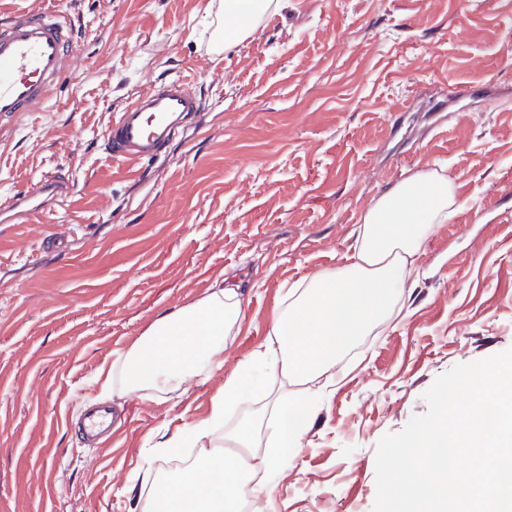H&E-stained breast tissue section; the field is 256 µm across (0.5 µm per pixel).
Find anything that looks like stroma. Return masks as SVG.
Returning a JSON list of instances; mask_svg holds the SVG:
<instances>
[{"label":"stroma","instance_id":"1","mask_svg":"<svg viewBox=\"0 0 512 512\" xmlns=\"http://www.w3.org/2000/svg\"><path fill=\"white\" fill-rule=\"evenodd\" d=\"M213 4L0 0V19L63 11L83 59L42 109L0 123V200L51 175L74 185L63 208L0 223V512H132V475L170 467L160 435L208 418L284 285L345 264L363 211L412 171L441 172L461 206L396 321L316 391L269 506L242 512H371L379 439L426 412L438 375L512 348V0H280L276 24L204 65ZM177 75L199 124L150 161L112 159L114 112ZM60 231L66 248L44 249ZM227 275L247 305L214 370L165 400L111 398V440L86 444L101 366Z\"/></svg>","mask_w":512,"mask_h":512}]
</instances>
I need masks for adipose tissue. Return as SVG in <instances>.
Wrapping results in <instances>:
<instances>
[{
	"mask_svg": "<svg viewBox=\"0 0 512 512\" xmlns=\"http://www.w3.org/2000/svg\"><path fill=\"white\" fill-rule=\"evenodd\" d=\"M267 0H225L227 34L245 38ZM459 207L453 183L436 170L412 173L364 211L345 265L321 269L287 287L266 339L224 379L208 420L162 436L159 451L201 443L177 474L144 470L138 512H240L242 501L268 496L278 465L299 447L316 416L302 386H331L338 364L358 340L400 312L419 277L417 258L437 227ZM239 283L220 280L195 301L158 313L142 334L99 371L105 394L142 392L160 398L209 372L244 318ZM274 384L263 405L248 396L254 367ZM239 420L225 426L229 411Z\"/></svg>",
	"mask_w": 512,
	"mask_h": 512,
	"instance_id": "obj_1",
	"label": "adipose tissue"
}]
</instances>
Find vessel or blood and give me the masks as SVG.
<instances>
[{"label": "vessel or blood", "instance_id": "b4317fda", "mask_svg": "<svg viewBox=\"0 0 512 512\" xmlns=\"http://www.w3.org/2000/svg\"><path fill=\"white\" fill-rule=\"evenodd\" d=\"M59 12L20 11L0 20V120L37 111L75 72L81 56ZM202 110L188 77L166 79L133 97L106 131L109 154L118 160L153 159ZM68 181L52 179L0 204L1 222H24L54 208L70 193Z\"/></svg>", "mask_w": 512, "mask_h": 512}]
</instances>
